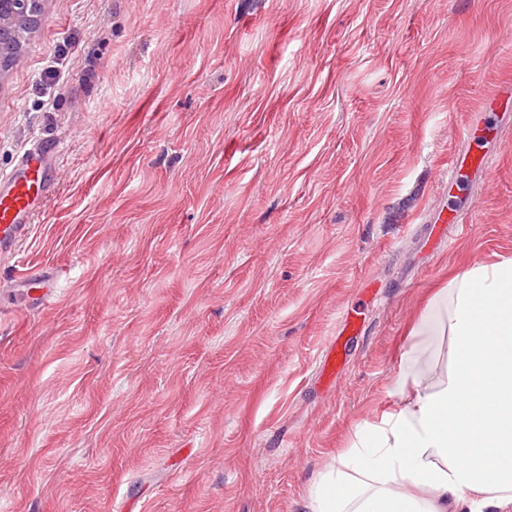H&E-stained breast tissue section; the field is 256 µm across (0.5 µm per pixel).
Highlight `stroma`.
Returning <instances> with one entry per match:
<instances>
[{
    "instance_id": "35a3bbf8",
    "label": "stroma",
    "mask_w": 512,
    "mask_h": 512,
    "mask_svg": "<svg viewBox=\"0 0 512 512\" xmlns=\"http://www.w3.org/2000/svg\"><path fill=\"white\" fill-rule=\"evenodd\" d=\"M507 82L512 0H45L0 84V170L62 145L0 255V512H307L389 381L445 373L430 290L512 255V111L461 135ZM63 273L57 270L44 272L38 276L26 273L21 278L26 288L38 290L40 292L39 298L47 303L52 298L54 284L59 281Z\"/></svg>"
}]
</instances>
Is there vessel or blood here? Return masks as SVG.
<instances>
[{
  "label": "vessel or blood",
  "instance_id": "b4317fda",
  "mask_svg": "<svg viewBox=\"0 0 512 512\" xmlns=\"http://www.w3.org/2000/svg\"><path fill=\"white\" fill-rule=\"evenodd\" d=\"M58 151L56 142H35L20 155L10 172L0 173V254L14 252L27 234L52 185L45 160ZM60 276V271L53 270L37 276L26 274L22 280L25 287L38 290L41 300L47 301Z\"/></svg>",
  "mask_w": 512,
  "mask_h": 512
}]
</instances>
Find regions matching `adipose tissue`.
I'll use <instances>...</instances> for the list:
<instances>
[{
	"label": "adipose tissue",
	"mask_w": 512,
	"mask_h": 512,
	"mask_svg": "<svg viewBox=\"0 0 512 512\" xmlns=\"http://www.w3.org/2000/svg\"><path fill=\"white\" fill-rule=\"evenodd\" d=\"M437 329L452 338L446 376L392 380L308 487L309 512H512V257L435 289L410 333Z\"/></svg>",
	"instance_id": "adipose-tissue-1"
}]
</instances>
